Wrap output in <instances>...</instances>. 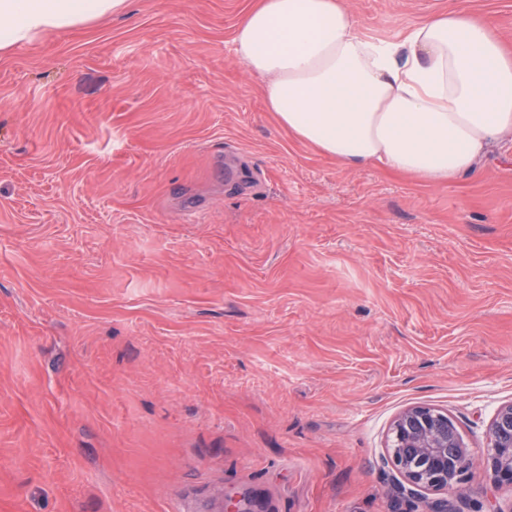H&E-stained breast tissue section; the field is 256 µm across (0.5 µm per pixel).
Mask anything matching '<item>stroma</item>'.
<instances>
[{
    "instance_id": "35a3bbf8",
    "label": "stroma",
    "mask_w": 512,
    "mask_h": 512,
    "mask_svg": "<svg viewBox=\"0 0 512 512\" xmlns=\"http://www.w3.org/2000/svg\"><path fill=\"white\" fill-rule=\"evenodd\" d=\"M250 0H130L0 56V512H423L403 410L512 402V142L434 186L267 111ZM394 39L512 0H344ZM453 512H512L475 475Z\"/></svg>"
}]
</instances>
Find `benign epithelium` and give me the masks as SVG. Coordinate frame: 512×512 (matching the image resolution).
Wrapping results in <instances>:
<instances>
[{
    "mask_svg": "<svg viewBox=\"0 0 512 512\" xmlns=\"http://www.w3.org/2000/svg\"><path fill=\"white\" fill-rule=\"evenodd\" d=\"M487 448L475 459L444 412L415 406L396 417L389 462L407 484L405 491L448 492L475 467L495 485H512V402L501 406L486 430Z\"/></svg>",
    "mask_w": 512,
    "mask_h": 512,
    "instance_id": "benign-epithelium-1",
    "label": "benign epithelium"
}]
</instances>
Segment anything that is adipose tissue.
<instances>
[{
    "label": "adipose tissue",
    "mask_w": 512,
    "mask_h": 512,
    "mask_svg": "<svg viewBox=\"0 0 512 512\" xmlns=\"http://www.w3.org/2000/svg\"><path fill=\"white\" fill-rule=\"evenodd\" d=\"M127 8L128 0H0V52ZM233 45L262 79L276 121L344 166L444 186L512 136V53L464 13H435L378 40L360 32L342 0H252Z\"/></svg>",
    "instance_id": "adipose-tissue-1"
}]
</instances>
